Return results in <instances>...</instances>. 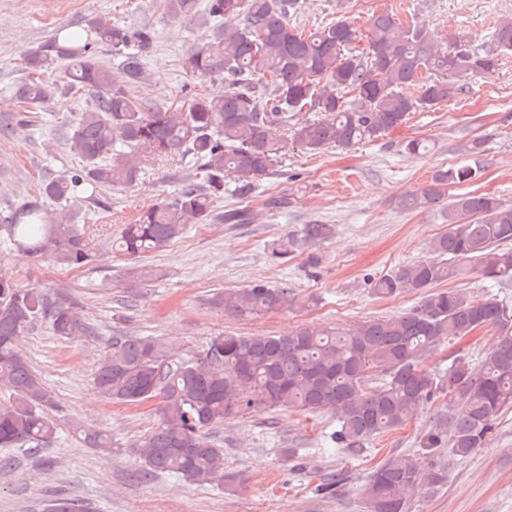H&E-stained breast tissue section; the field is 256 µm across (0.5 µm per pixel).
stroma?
<instances>
[{
    "label": "stroma",
    "instance_id": "stroma-1",
    "mask_svg": "<svg viewBox=\"0 0 512 512\" xmlns=\"http://www.w3.org/2000/svg\"><path fill=\"white\" fill-rule=\"evenodd\" d=\"M389 8L437 35H461L490 46L498 19L512 16V0H350L347 15L367 31L374 11ZM112 17L132 31L147 30L146 81L137 96L164 104L224 91L221 81L186 75L182 59L208 38L203 15L172 18L165 0H0V85L20 84L27 56L60 27H82ZM51 94L35 112L0 96V217L33 199L41 181L65 174L77 160L66 146L76 117L90 106L68 90L61 69L48 70ZM484 140V152L466 146ZM416 140L421 155L405 145ZM468 165L473 181L449 194L489 193L512 205V56L478 76L468 91L433 110L411 113L386 135L349 151L286 147L275 172L261 178L249 200L232 191L213 202L209 219L189 225L182 238L139 259L113 253L112 241L162 199L175 196L193 175L191 158L144 165L129 189L96 188L82 216L96 228L94 257L79 269L38 261L0 236V279L36 288L50 300L75 304L98 334L66 341L48 320L26 327L19 348L55 398L57 433L36 452L0 448V512H45L57 499L83 501L87 512H365L363 490L387 457L414 452L448 461V482L438 491L419 484L410 512H512V408L499 419L493 439L468 460L449 462L446 447L426 452L437 406L427 405L405 428L375 441L373 452L343 453L330 441L336 426L328 413L263 411L233 417L210 432L224 450V468L240 486L230 491L200 486L177 475L143 477L135 445L156 422L153 406L110 403L95 384L98 364L115 335L159 336L178 358L202 355L210 338L284 335L303 326H337L389 317L418 304L415 292L373 295L377 279L429 255L432 239L446 232L440 210L410 212L398 201L425 186L433 172ZM250 208V224H227L225 211ZM305 224H328L330 237L306 244L287 261L273 260L271 240L298 233ZM159 275L133 285L134 267ZM288 283V305L254 319H234L212 307V294L252 281ZM109 433L110 451L85 448L73 422ZM298 454L287 457V449ZM338 477L336 494L318 496L320 478Z\"/></svg>",
    "mask_w": 512,
    "mask_h": 512
}]
</instances>
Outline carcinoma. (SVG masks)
Returning a JSON list of instances; mask_svg holds the SVG:
<instances>
[{
	"mask_svg": "<svg viewBox=\"0 0 512 512\" xmlns=\"http://www.w3.org/2000/svg\"><path fill=\"white\" fill-rule=\"evenodd\" d=\"M299 8V0H205L203 10L215 26L207 42L185 56L183 69L200 79L226 80L228 89L165 108L132 96L145 79L141 50L152 41L149 33H132L103 17L78 30L60 29L28 57L26 81L5 84L0 93L16 95L27 113L48 96L44 71L61 66L69 91L92 99L67 140L78 165L43 182L38 197L0 219L9 241L61 267L84 266L93 257L80 213L86 186L126 188L139 179L143 164L190 156L196 164L192 180L137 223L124 225L113 241L116 252L130 259L161 251L188 225L207 220L226 180L234 179L239 198L252 197L255 179L275 170L286 147L271 137V128H283L309 151L348 150L402 126L410 113L466 91L477 75L512 55L509 17L495 27L493 47L483 49L458 44L453 36L444 47L429 29L383 11L370 18L366 50L356 52L351 20L342 16L307 32L290 22ZM196 9L197 0H167L168 13L177 19ZM99 42L112 44L123 80L95 54ZM304 112L320 116L305 118ZM476 173L470 166L437 170L428 185L401 196L405 210L442 205L448 225L430 243L432 257L401 265L374 283L379 298L406 289L420 293L419 304L407 311L346 329L219 335L193 360L173 359L159 336L112 337L95 376L105 398L130 406L160 397L157 422L137 445L143 474L179 475L201 486L219 481L235 490L237 476L224 472V449L209 437L226 418L267 410L328 411L336 421L332 442L354 453L406 427L426 403L442 396L458 411H440L429 447L446 436L448 455L458 461L484 447L498 416L512 407V307L458 288L435 289L473 274L512 279V248L504 247L512 241V206L488 193L448 195V186L469 182ZM43 198L62 204L50 223ZM330 235L328 224H305L300 235L272 241L271 255L286 259L300 245ZM291 294L286 283L256 281L225 290L214 304L230 317H258L280 309ZM40 317L65 340L98 334L73 304L0 279V390L9 393V403L0 406V448L29 445L34 452L55 437L53 397L15 348L19 333ZM483 328L497 333L488 351L475 357L459 352L441 372L424 367L436 347ZM73 428L88 448L112 447L104 431ZM447 478L446 463L425 470L412 454L391 456L364 488L365 507L409 512L417 483L436 489Z\"/></svg>",
	"mask_w": 512,
	"mask_h": 512,
	"instance_id": "cac0c4a2",
	"label": "carcinoma"
}]
</instances>
